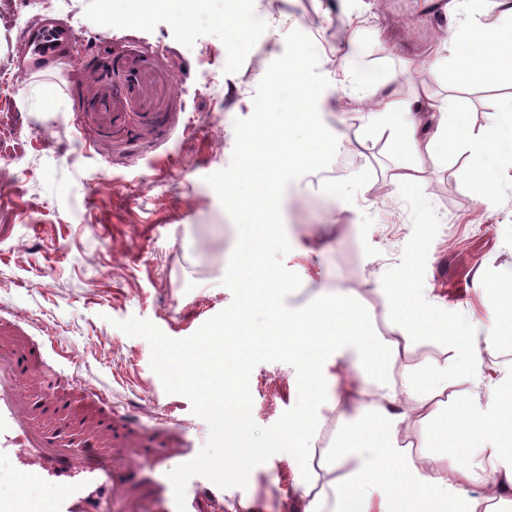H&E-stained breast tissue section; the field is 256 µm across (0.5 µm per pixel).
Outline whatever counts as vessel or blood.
I'll return each instance as SVG.
<instances>
[{
  "label": "vessel or blood",
  "mask_w": 512,
  "mask_h": 512,
  "mask_svg": "<svg viewBox=\"0 0 512 512\" xmlns=\"http://www.w3.org/2000/svg\"><path fill=\"white\" fill-rule=\"evenodd\" d=\"M75 36L70 28L47 24L28 38L32 57H56ZM10 325L0 326V459L13 462L8 492H0V512H110L122 500L125 512H176L174 492L167 474L195 452L177 437L163 438L148 455L137 450L135 435L113 441L120 428V413L104 394L79 375L66 377L73 392L68 408L75 420L71 431L83 439L81 453L68 443L47 436L40 408L24 380L32 370L40 346L31 341L19 351ZM53 487L51 497L38 496L37 488ZM186 512H241L240 501H228L213 485L187 490Z\"/></svg>",
  "instance_id": "1"
}]
</instances>
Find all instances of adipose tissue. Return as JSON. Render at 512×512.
Returning <instances> with one entry per match:
<instances>
[{"instance_id": "ef3b65f1", "label": "adipose tissue", "mask_w": 512, "mask_h": 512, "mask_svg": "<svg viewBox=\"0 0 512 512\" xmlns=\"http://www.w3.org/2000/svg\"><path fill=\"white\" fill-rule=\"evenodd\" d=\"M444 11L456 25L436 47L434 63L447 56L467 77L497 82L503 63H512V0H446ZM284 79L302 139L280 131L263 147L273 169L263 173L256 162H248L224 188L234 220L246 227L244 241L224 265V276L237 285L245 308H261L270 325L250 326L243 313L233 314L219 328L218 341L203 342L199 351L178 362L177 371L194 370L210 352L220 350L229 381L251 356L272 345L304 369L316 409L297 412L278 438L293 461L303 512H489L490 491H512V402L464 401L455 426L434 424L436 448L426 455L412 456L402 438L410 413L426 409L447 391L449 378L480 382L483 351L512 336V295L492 302L489 325L451 326L439 310L422 306L418 289L401 271L386 290L385 336L373 332L371 315L343 291L315 297L292 312L281 309L277 290L283 278L267 260V241L252 219L282 210L277 166L317 168L325 141L300 69L289 68ZM362 119L387 130L393 152L407 159L392 177L395 186L419 182L425 158L462 152L476 201L488 206L500 189L501 167L512 166V100L489 113L477 134L452 99L425 89L410 98L382 90ZM427 332L451 334L454 363L415 362V341ZM340 407L346 417L338 422L332 446L317 449L326 425L324 411ZM224 412L232 421L224 430V462L246 469L253 448L241 393L225 395ZM339 469L344 472L340 479L335 476Z\"/></svg>"}]
</instances>
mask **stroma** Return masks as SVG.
<instances>
[{
	"mask_svg": "<svg viewBox=\"0 0 512 512\" xmlns=\"http://www.w3.org/2000/svg\"><path fill=\"white\" fill-rule=\"evenodd\" d=\"M267 17L244 42L224 31L225 0H203L190 25L166 9L141 17L129 0L110 18L102 0H0V315L32 321L86 384L102 390L142 434L160 423L194 448L209 436L188 399L165 392L151 348L115 323L137 317L182 339L227 308L224 263L239 246L224 187L256 150L285 64L299 60L321 97L348 99L351 119L324 114V170L286 175L283 221L264 227L268 257L286 282L284 310L336 290L351 292L385 329V287L409 273L428 307L449 322L481 325L492 300L512 294V168L490 208L472 198L464 154L427 160L424 180L387 184L397 162L388 133L356 118L350 95L372 93L367 78L400 96L428 88L454 93L481 128L512 97V75L494 85L461 80L449 64L423 66L449 18L423 0H250ZM52 21L77 33L60 64L27 75L26 33ZM361 50L352 54V30ZM374 184L362 194L364 184ZM512 342L484 352L479 384H449L431 413L410 418L412 454L428 453L433 417L454 415L462 396L512 400L498 386ZM252 416L274 424L298 398L294 368L257 365ZM291 464L278 453L255 468L247 488L263 512H302Z\"/></svg>",
	"mask_w": 512,
	"mask_h": 512,
	"instance_id": "35a3bbf8",
	"label": "stroma"
}]
</instances>
